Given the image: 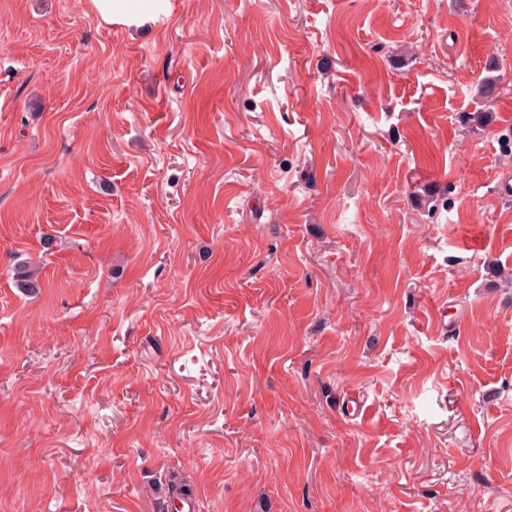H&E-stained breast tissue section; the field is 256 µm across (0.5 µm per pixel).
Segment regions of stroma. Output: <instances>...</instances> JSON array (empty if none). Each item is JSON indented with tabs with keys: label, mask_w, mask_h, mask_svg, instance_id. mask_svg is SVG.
<instances>
[{
	"label": "stroma",
	"mask_w": 512,
	"mask_h": 512,
	"mask_svg": "<svg viewBox=\"0 0 512 512\" xmlns=\"http://www.w3.org/2000/svg\"><path fill=\"white\" fill-rule=\"evenodd\" d=\"M153 8L0 0V512H512V0ZM133 1L140 2L142 0H94L93 2L102 19L107 22H112L114 16H123L129 18L132 24H138L142 12L129 10ZM13 279L25 293L37 295L43 288L39 271L31 263H17L13 268Z\"/></svg>",
	"instance_id": "35a3bbf8"
}]
</instances>
